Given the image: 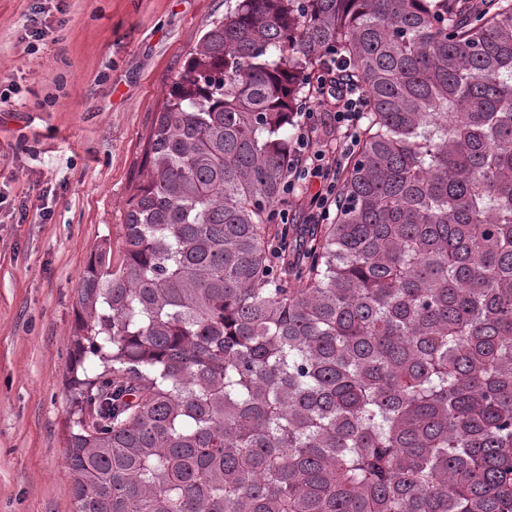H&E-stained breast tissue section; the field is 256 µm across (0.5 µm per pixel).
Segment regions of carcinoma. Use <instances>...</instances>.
I'll use <instances>...</instances> for the list:
<instances>
[{"mask_svg":"<svg viewBox=\"0 0 512 512\" xmlns=\"http://www.w3.org/2000/svg\"><path fill=\"white\" fill-rule=\"evenodd\" d=\"M71 339L73 512H512V0H224ZM363 94L341 204L289 130ZM314 147L318 151H313L312 143L305 136L299 135L295 140L294 152L303 157V163L295 168L293 179L299 182L307 180L308 177L320 178L321 188L317 191L319 182L314 181L308 189L300 188L294 194L288 195V219L293 224L304 223L302 215L299 214L302 197H306L312 204L311 212L306 219L308 224H322L329 218L333 206L338 207V202H340V193L336 184V168L341 167V161L336 158L333 169L326 161L329 160L331 163L335 154L320 145L314 144ZM320 150H324L325 153ZM323 160L324 163H327L326 166L321 163Z\"/></svg>","mask_w":512,"mask_h":512,"instance_id":"1","label":"carcinoma"}]
</instances>
